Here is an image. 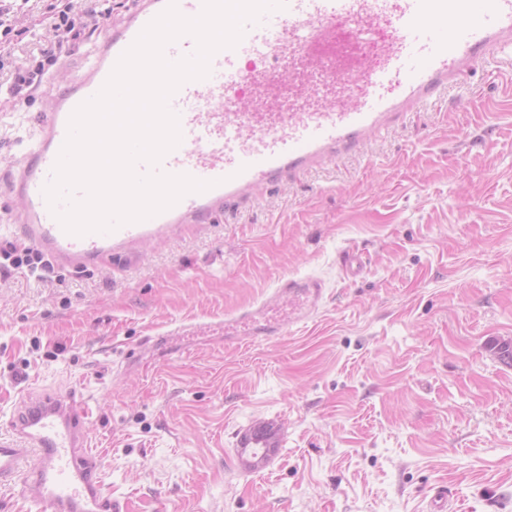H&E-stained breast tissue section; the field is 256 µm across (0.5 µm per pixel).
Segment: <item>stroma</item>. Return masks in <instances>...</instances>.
I'll return each instance as SVG.
<instances>
[{
	"instance_id": "1",
	"label": "stroma",
	"mask_w": 512,
	"mask_h": 512,
	"mask_svg": "<svg viewBox=\"0 0 512 512\" xmlns=\"http://www.w3.org/2000/svg\"><path fill=\"white\" fill-rule=\"evenodd\" d=\"M68 3L95 6L27 0L0 29V251L23 245L10 176L130 0L12 99L15 66L57 41L49 18ZM511 68L464 73L210 223L43 282L0 274V435L26 393H71L129 512H427L439 486L455 512H512V366L488 347L512 339ZM308 275L326 284L317 317L225 345V314ZM264 424L276 449L253 468L242 443Z\"/></svg>"
}]
</instances>
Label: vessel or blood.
Returning a JSON list of instances; mask_svg holds the SVG:
<instances>
[{
  "mask_svg": "<svg viewBox=\"0 0 512 512\" xmlns=\"http://www.w3.org/2000/svg\"><path fill=\"white\" fill-rule=\"evenodd\" d=\"M198 16L203 0H133L126 18L97 46L84 74L60 92L41 119L40 136L24 168L10 179L23 203L21 235L57 264L83 267L113 249L168 230L203 224L225 202L332 161L387 129L400 113L435 103L458 77L494 60H512V0H285L263 14L232 48L210 59L208 77L183 83L168 106L177 114L179 145L158 165L141 161L139 174H185L209 189L182 197L169 209L109 232L67 233L44 188L68 135L73 111L103 87L121 55L168 4ZM300 54L315 79L340 87L310 111L283 108L285 82L268 61ZM288 312L274 317L267 302L224 317V333L270 337L314 319L326 288L315 276L280 281ZM91 410L69 396L23 398L0 437V486L16 485L31 512H127L100 477L88 445ZM37 457L26 468L29 457Z\"/></svg>",
  "mask_w": 512,
  "mask_h": 512,
  "instance_id": "obj_1",
  "label": "vessel or blood"
}]
</instances>
